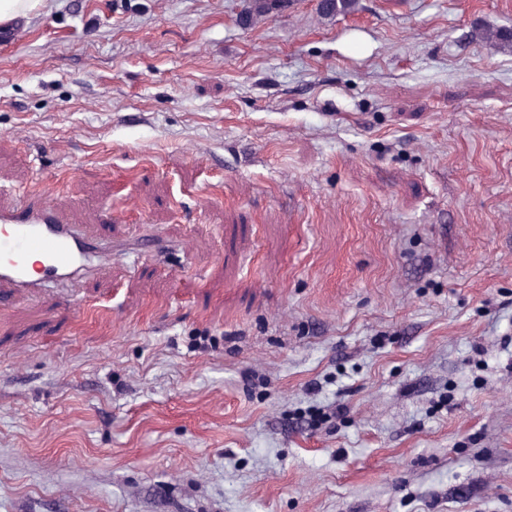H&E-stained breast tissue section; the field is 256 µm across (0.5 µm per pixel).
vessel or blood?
<instances>
[{"label": "vessel or blood", "instance_id": "b4317fda", "mask_svg": "<svg viewBox=\"0 0 512 512\" xmlns=\"http://www.w3.org/2000/svg\"><path fill=\"white\" fill-rule=\"evenodd\" d=\"M111 256L48 205L0 209V300L62 287L86 274L93 259Z\"/></svg>", "mask_w": 512, "mask_h": 512}]
</instances>
